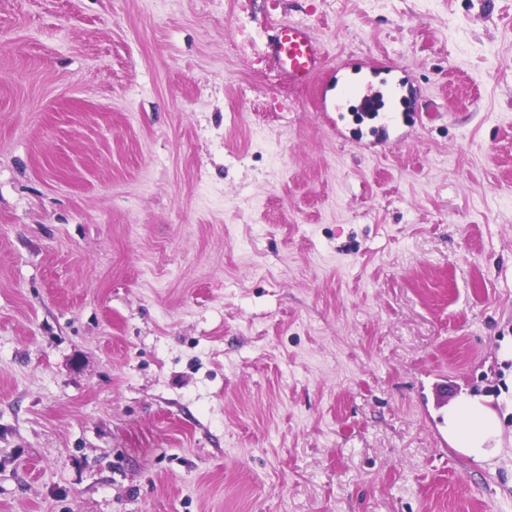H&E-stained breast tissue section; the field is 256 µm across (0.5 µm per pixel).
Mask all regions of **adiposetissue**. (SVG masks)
<instances>
[{"label": "adipose tissue", "instance_id": "ef3b65f1", "mask_svg": "<svg viewBox=\"0 0 512 512\" xmlns=\"http://www.w3.org/2000/svg\"><path fill=\"white\" fill-rule=\"evenodd\" d=\"M445 422L449 443L463 455L485 461L499 453L501 422L481 398L464 396L452 402Z\"/></svg>", "mask_w": 512, "mask_h": 512}]
</instances>
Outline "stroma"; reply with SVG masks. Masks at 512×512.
I'll return each instance as SVG.
<instances>
[{
	"mask_svg": "<svg viewBox=\"0 0 512 512\" xmlns=\"http://www.w3.org/2000/svg\"><path fill=\"white\" fill-rule=\"evenodd\" d=\"M511 348L512 0H0V512H512ZM266 53L277 63L288 86L310 87L325 68L322 42L311 27L296 21L276 25L266 44ZM335 88L336 95L332 100V105L334 106L337 112L340 111V109L343 106V103L352 96L359 98V105L366 111H372L376 105V96L374 94H359L357 86H352L350 82H340L337 73L335 80ZM482 400L463 396L452 402L445 414L448 439L441 431V445L449 441L453 448L475 461L488 460L501 450L500 419Z\"/></svg>",
	"mask_w": 512,
	"mask_h": 512,
	"instance_id": "obj_1",
	"label": "stroma"
}]
</instances>
